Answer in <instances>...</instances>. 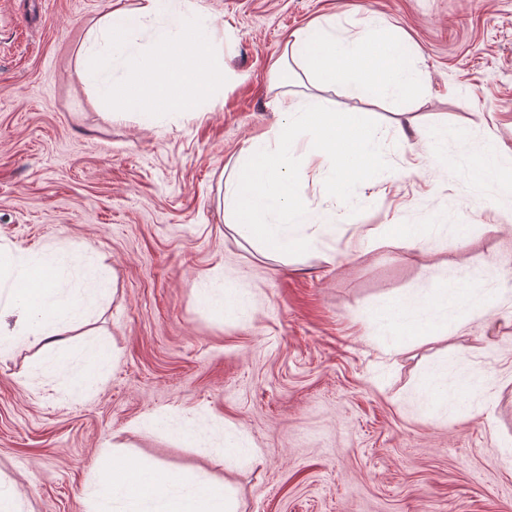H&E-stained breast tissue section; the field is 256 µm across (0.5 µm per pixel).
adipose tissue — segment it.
I'll return each mask as SVG.
<instances>
[{
    "label": "adipose tissue",
    "instance_id": "obj_1",
    "mask_svg": "<svg viewBox=\"0 0 512 512\" xmlns=\"http://www.w3.org/2000/svg\"><path fill=\"white\" fill-rule=\"evenodd\" d=\"M371 25L377 33L373 40L338 33L330 21L314 23L293 33L284 56L315 90L341 85L357 99L404 100L418 82L414 55L381 21L372 20ZM495 307L492 296L465 288H425L393 297L375 311L373 320L392 350L399 351L412 338L435 337ZM89 512H239V504L207 473H172L159 467L148 471L116 452L91 489Z\"/></svg>",
    "mask_w": 512,
    "mask_h": 512
}]
</instances>
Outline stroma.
Returning <instances> with one entry per match:
<instances>
[{
    "label": "stroma",
    "mask_w": 512,
    "mask_h": 512,
    "mask_svg": "<svg viewBox=\"0 0 512 512\" xmlns=\"http://www.w3.org/2000/svg\"><path fill=\"white\" fill-rule=\"evenodd\" d=\"M107 4L0 0V244L55 247L73 284L94 261L115 291L68 334H93L112 358L91 391L44 375L35 337L0 360V479L23 512H87L114 444L206 472L241 512H512V222L474 196L464 158H420L416 134L512 154V0H196L228 36L229 81L201 111L161 121L109 117L76 64ZM331 15L354 33L370 15L399 30L422 93L396 104L325 91L331 108L386 129L392 170L350 205L324 193L325 173L302 176L311 207L344 221L304 254L268 258L226 226L219 188L275 122L273 61ZM379 224L428 231L411 252L359 248ZM443 280L492 294L494 314L396 355L368 339L374 309ZM208 288L236 307H206ZM436 362L466 392L431 419L417 392ZM161 414L169 429L152 427ZM233 446L261 455L225 466Z\"/></svg>",
    "instance_id": "stroma-1"
}]
</instances>
